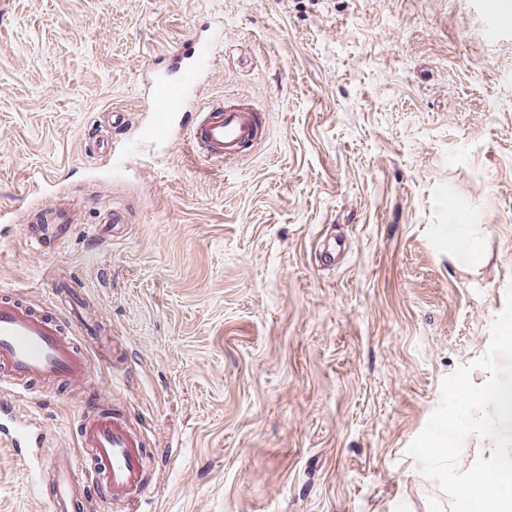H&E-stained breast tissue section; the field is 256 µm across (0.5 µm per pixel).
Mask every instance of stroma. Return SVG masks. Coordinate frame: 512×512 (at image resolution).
<instances>
[{"mask_svg":"<svg viewBox=\"0 0 512 512\" xmlns=\"http://www.w3.org/2000/svg\"><path fill=\"white\" fill-rule=\"evenodd\" d=\"M224 26L205 91L267 116L230 166L143 137V69ZM142 147L113 178L112 109ZM82 200L34 259L0 223V298L77 279L157 451L133 512H451L408 447L512 287V0H0V206ZM131 224L94 244L101 206ZM345 261L315 263L319 229ZM20 412L74 442V409ZM0 512H49L0 446Z\"/></svg>","mask_w":512,"mask_h":512,"instance_id":"obj_1","label":"stroma"}]
</instances>
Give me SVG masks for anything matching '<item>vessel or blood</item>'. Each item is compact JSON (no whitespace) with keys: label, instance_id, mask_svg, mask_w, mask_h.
Listing matches in <instances>:
<instances>
[{"label":"vessel or blood","instance_id":"obj_1","mask_svg":"<svg viewBox=\"0 0 512 512\" xmlns=\"http://www.w3.org/2000/svg\"><path fill=\"white\" fill-rule=\"evenodd\" d=\"M225 32L216 28L172 47L171 57L182 66L177 79L159 81L160 91L143 106L150 125L163 134L187 131L200 160L228 165L239 161L266 134L265 113L252 102L235 97L220 102L205 100L204 90L223 53ZM76 202L45 199L37 207L39 220L27 214L0 210V220L19 226L32 252L62 244L75 234L71 215ZM344 245L324 238L315 252L319 267H335ZM51 292L60 298L57 311L49 313L32 304L0 299V419L13 423L8 439L20 449L46 435L45 425L17 419L18 402L26 392L64 388L76 396L77 447L56 448L44 472H32L29 483L39 489L49 477L50 512H78L86 490L98 484L112 512H128L145 493L152 451L142 427L134 424L110 402L111 384L97 382L88 348L96 344L104 313L86 314L84 292L75 286L54 283Z\"/></svg>","mask_w":512,"mask_h":512}]
</instances>
